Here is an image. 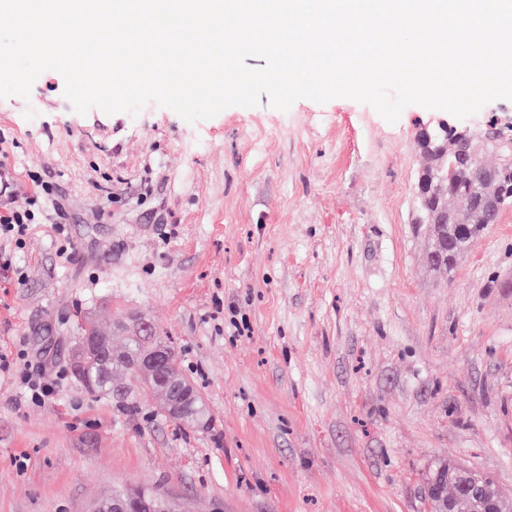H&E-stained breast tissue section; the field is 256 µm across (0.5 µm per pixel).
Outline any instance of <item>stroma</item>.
I'll use <instances>...</instances> for the list:
<instances>
[{
  "label": "stroma",
  "mask_w": 512,
  "mask_h": 512,
  "mask_svg": "<svg viewBox=\"0 0 512 512\" xmlns=\"http://www.w3.org/2000/svg\"><path fill=\"white\" fill-rule=\"evenodd\" d=\"M64 90L47 71L0 98V213L38 212L24 247L0 237V512L118 487L180 512H430L444 461L512 494V208L431 267L414 183L437 111L264 96L190 123L82 115ZM89 317L165 336L213 429L83 388Z\"/></svg>",
  "instance_id": "1"
}]
</instances>
